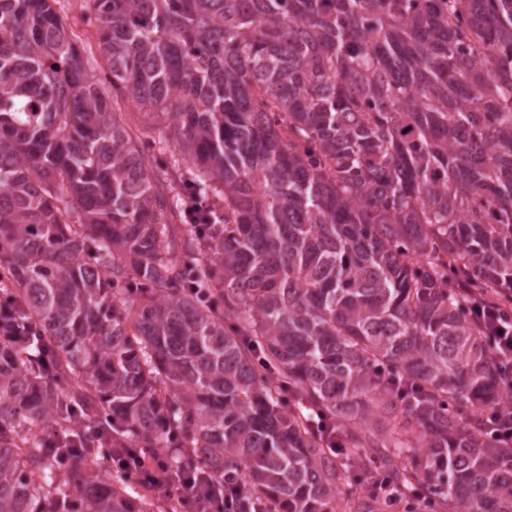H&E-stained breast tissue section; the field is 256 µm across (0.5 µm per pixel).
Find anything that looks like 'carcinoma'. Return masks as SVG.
Here are the masks:
<instances>
[{"mask_svg":"<svg viewBox=\"0 0 512 512\" xmlns=\"http://www.w3.org/2000/svg\"><path fill=\"white\" fill-rule=\"evenodd\" d=\"M92 11L102 80L0 0V512H155L90 466L152 450L260 512H377L367 480L512 512V389L453 288L512 291V0ZM106 86L110 97L111 111L113 106V112H117L118 120L124 124L132 136L141 135V133L146 132L151 136L146 138L149 140L154 138L158 141L159 138H165L167 130L163 127L152 126L153 130L147 129L148 125H150L148 117L138 107L132 105L127 96L121 91L113 92L114 98L112 102V85L107 84ZM214 213V206L210 201H201L199 197L190 193L186 199L185 215L190 224H197L202 227L203 224L212 222L211 215ZM486 427L491 435L512 441V404L505 402L492 408L488 413Z\"/></svg>","mask_w":512,"mask_h":512,"instance_id":"cac0c4a2","label":"carcinoma"}]
</instances>
